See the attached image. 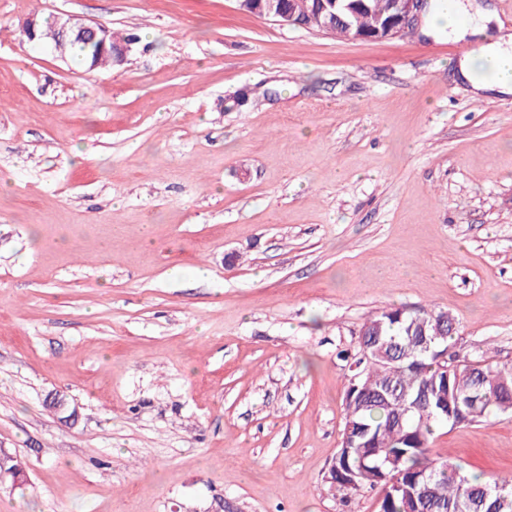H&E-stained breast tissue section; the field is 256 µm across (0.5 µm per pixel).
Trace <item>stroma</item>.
Segmentation results:
<instances>
[{"label": "stroma", "instance_id": "obj_1", "mask_svg": "<svg viewBox=\"0 0 512 512\" xmlns=\"http://www.w3.org/2000/svg\"><path fill=\"white\" fill-rule=\"evenodd\" d=\"M33 15L140 41L90 71ZM481 40L0 0V512H376L324 480L365 320L446 310L457 354L512 361V96L452 52ZM433 448L512 473V413Z\"/></svg>", "mask_w": 512, "mask_h": 512}]
</instances>
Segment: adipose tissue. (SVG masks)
<instances>
[{"mask_svg":"<svg viewBox=\"0 0 512 512\" xmlns=\"http://www.w3.org/2000/svg\"><path fill=\"white\" fill-rule=\"evenodd\" d=\"M458 71L475 92L512 94V36L503 34L482 43L460 60Z\"/></svg>","mask_w":512,"mask_h":512,"instance_id":"adipose-tissue-1","label":"adipose tissue"}]
</instances>
